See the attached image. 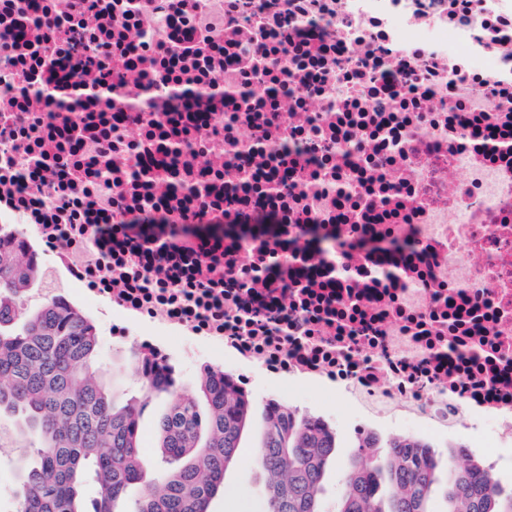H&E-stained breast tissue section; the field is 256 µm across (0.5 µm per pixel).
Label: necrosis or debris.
I'll return each instance as SVG.
<instances>
[{
    "label": "necrosis or debris",
    "mask_w": 512,
    "mask_h": 512,
    "mask_svg": "<svg viewBox=\"0 0 512 512\" xmlns=\"http://www.w3.org/2000/svg\"><path fill=\"white\" fill-rule=\"evenodd\" d=\"M0 0V245L131 342L512 442V0Z\"/></svg>",
    "instance_id": "obj_1"
}]
</instances>
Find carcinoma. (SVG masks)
<instances>
[{"mask_svg": "<svg viewBox=\"0 0 512 512\" xmlns=\"http://www.w3.org/2000/svg\"><path fill=\"white\" fill-rule=\"evenodd\" d=\"M36 275L25 255L0 248V415L17 419V436L39 438L11 512H207L237 458L248 394L210 369L195 396L172 390L168 373L144 382L147 393L171 395L158 424L163 466L133 506L119 507L143 477L139 398L119 402L101 381L93 368L97 329L79 310L26 300ZM263 414L256 459L266 512H324L335 432L283 402L267 403ZM455 456L448 454L445 512H512V490L504 491L492 466L473 460L460 468ZM440 469L418 436L383 443L361 432L336 512H431Z\"/></svg>", "mask_w": 512, "mask_h": 512, "instance_id": "cac0c4a2", "label": "carcinoma"}]
</instances>
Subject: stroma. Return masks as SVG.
I'll use <instances>...</instances> for the list:
<instances>
[{
    "label": "stroma",
    "mask_w": 512,
    "mask_h": 512,
    "mask_svg": "<svg viewBox=\"0 0 512 512\" xmlns=\"http://www.w3.org/2000/svg\"><path fill=\"white\" fill-rule=\"evenodd\" d=\"M130 350V344L113 343L111 336L104 333L99 336L95 367L103 382L120 399L136 394L140 385ZM274 396L289 401L298 413L324 417L335 431L336 453L323 479V505L327 512H334L345 466L363 424L361 414L333 394L300 383L273 384L259 375L255 376L249 394L252 412L242 434L238 458L226 471L224 486L211 500L209 512H264V479L254 464L253 454L264 430V403ZM168 405L169 399L163 394L142 400L141 429L147 462L144 477L148 480L153 478L157 467L158 422ZM13 432L12 421L0 419V512H9L13 490L26 461L25 450L15 441Z\"/></svg>",
    "instance_id": "1"
}]
</instances>
